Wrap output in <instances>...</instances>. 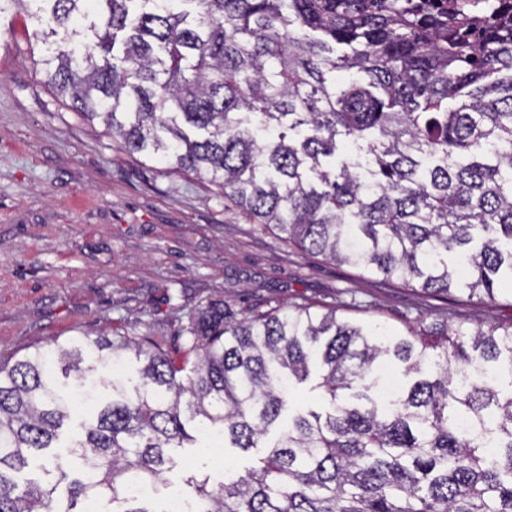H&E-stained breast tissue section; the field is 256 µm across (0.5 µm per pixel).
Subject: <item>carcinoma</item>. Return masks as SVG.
Here are the masks:
<instances>
[{
  "label": "carcinoma",
  "instance_id": "carcinoma-1",
  "mask_svg": "<svg viewBox=\"0 0 512 512\" xmlns=\"http://www.w3.org/2000/svg\"><path fill=\"white\" fill-rule=\"evenodd\" d=\"M483 2L0 0V14L38 22L47 81L130 152L217 185L304 251L494 301L512 283V11ZM177 339L84 334L0 362V512H158L171 449L204 452L211 433L268 452L218 483L189 476L191 512H512V324L392 335L215 301ZM395 361L435 372L386 400ZM117 363L135 370L96 386ZM315 364L318 404L290 410ZM80 398L91 414L75 422ZM35 452L42 475L21 477Z\"/></svg>",
  "mask_w": 512,
  "mask_h": 512
}]
</instances>
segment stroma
<instances>
[{"instance_id": "obj_1", "label": "stroma", "mask_w": 512, "mask_h": 512, "mask_svg": "<svg viewBox=\"0 0 512 512\" xmlns=\"http://www.w3.org/2000/svg\"><path fill=\"white\" fill-rule=\"evenodd\" d=\"M0 14V361L82 333L173 342L191 311L310 305L393 333L512 323V295L432 296L286 243L221 188L129 154L48 84Z\"/></svg>"}]
</instances>
